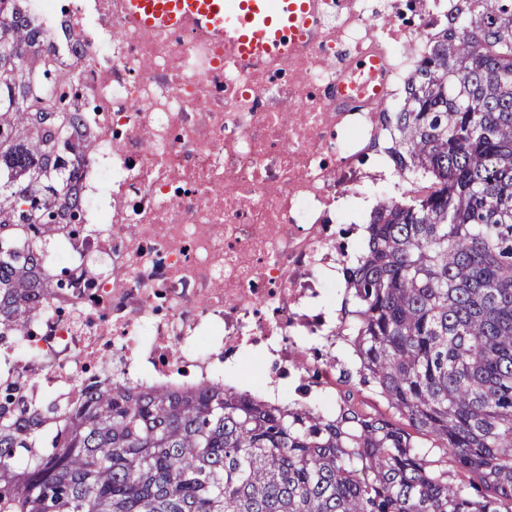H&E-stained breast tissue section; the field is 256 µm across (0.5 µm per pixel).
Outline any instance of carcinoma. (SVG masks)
Wrapping results in <instances>:
<instances>
[{
    "mask_svg": "<svg viewBox=\"0 0 512 512\" xmlns=\"http://www.w3.org/2000/svg\"><path fill=\"white\" fill-rule=\"evenodd\" d=\"M24 2L0 0V338L67 283L42 249L79 231L70 162L91 148L72 64ZM458 10L390 114L421 181L373 208L348 280L341 375L408 428L210 380L30 407L0 383V512H512V0Z\"/></svg>",
    "mask_w": 512,
    "mask_h": 512,
    "instance_id": "carcinoma-1",
    "label": "carcinoma"
}]
</instances>
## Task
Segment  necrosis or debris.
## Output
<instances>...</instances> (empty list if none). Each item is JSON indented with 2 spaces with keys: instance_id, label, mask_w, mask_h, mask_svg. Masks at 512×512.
<instances>
[{
  "instance_id": "necrosis-or-debris-1",
  "label": "necrosis or debris",
  "mask_w": 512,
  "mask_h": 512,
  "mask_svg": "<svg viewBox=\"0 0 512 512\" xmlns=\"http://www.w3.org/2000/svg\"><path fill=\"white\" fill-rule=\"evenodd\" d=\"M124 2L27 3L102 109L75 133L91 144L72 169L81 230L45 259L68 284L0 339V381L65 402L207 379L335 409L342 202L397 177L386 116L458 0H316L309 39L261 65L203 32L137 28Z\"/></svg>"
}]
</instances>
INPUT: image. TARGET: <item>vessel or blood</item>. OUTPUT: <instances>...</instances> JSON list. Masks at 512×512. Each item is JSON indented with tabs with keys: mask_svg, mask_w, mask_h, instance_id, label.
<instances>
[{
	"mask_svg": "<svg viewBox=\"0 0 512 512\" xmlns=\"http://www.w3.org/2000/svg\"><path fill=\"white\" fill-rule=\"evenodd\" d=\"M131 23L203 30L225 53L260 61L287 52L309 28L313 0H127Z\"/></svg>",
	"mask_w": 512,
	"mask_h": 512,
	"instance_id": "obj_1",
	"label": "vessel or blood"
}]
</instances>
